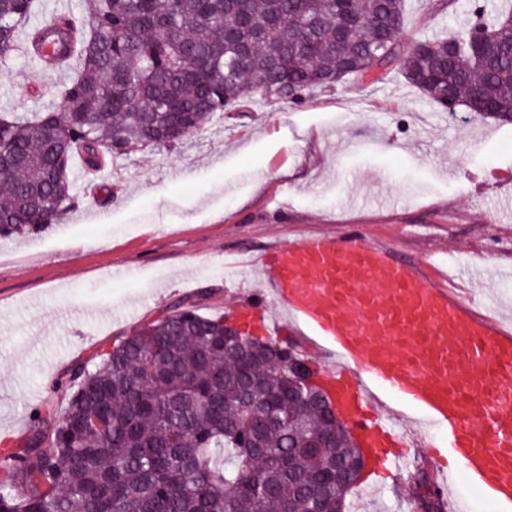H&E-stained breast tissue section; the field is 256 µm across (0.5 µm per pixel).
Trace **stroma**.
<instances>
[{
  "mask_svg": "<svg viewBox=\"0 0 512 512\" xmlns=\"http://www.w3.org/2000/svg\"><path fill=\"white\" fill-rule=\"evenodd\" d=\"M495 0H432L406 36L444 35ZM56 83L30 55L0 69V113L34 112ZM359 178L349 180V170ZM76 171L77 205L38 234L0 240V442L15 447L65 381L171 306L231 316L259 270L232 259L352 225L412 258L487 257L471 299L512 320V123L448 111L397 72L299 104L254 97L176 148L143 149L101 176ZM404 472L350 512H408Z\"/></svg>",
  "mask_w": 512,
  "mask_h": 512,
  "instance_id": "35a3bbf8",
  "label": "stroma"
}]
</instances>
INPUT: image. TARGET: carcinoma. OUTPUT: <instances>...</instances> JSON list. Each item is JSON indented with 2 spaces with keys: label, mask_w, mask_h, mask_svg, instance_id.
<instances>
[{
  "label": "carcinoma",
  "mask_w": 512,
  "mask_h": 512,
  "mask_svg": "<svg viewBox=\"0 0 512 512\" xmlns=\"http://www.w3.org/2000/svg\"><path fill=\"white\" fill-rule=\"evenodd\" d=\"M38 0H0V61L18 31L41 58L78 33V67L38 112L0 114V237L56 223L75 204L73 161L87 173L148 147H175L258 94L301 102L346 81L398 71L446 108L512 121V5L480 13L494 34L481 54L472 29L413 36L401 49L406 0H82L49 24ZM384 41L390 52H373ZM224 316L175 306L69 374L70 398L18 448H0V512H348L359 482L336 463L361 456L316 385L293 386V343L240 330ZM416 512H445L420 457L405 477Z\"/></svg>",
  "instance_id": "obj_1"
}]
</instances>
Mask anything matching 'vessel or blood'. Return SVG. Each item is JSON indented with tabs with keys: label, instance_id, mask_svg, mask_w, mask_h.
I'll return each instance as SVG.
<instances>
[{
	"label": "vessel or blood",
	"instance_id": "b4317fda",
	"mask_svg": "<svg viewBox=\"0 0 512 512\" xmlns=\"http://www.w3.org/2000/svg\"><path fill=\"white\" fill-rule=\"evenodd\" d=\"M259 262L265 289L242 310L284 312L270 335L303 328L330 359L327 385L376 473L399 462L405 443L387 407L393 396L447 434L448 480L464 476L512 503V328L448 289L446 271L359 228L272 246Z\"/></svg>",
	"mask_w": 512,
	"mask_h": 512
}]
</instances>
